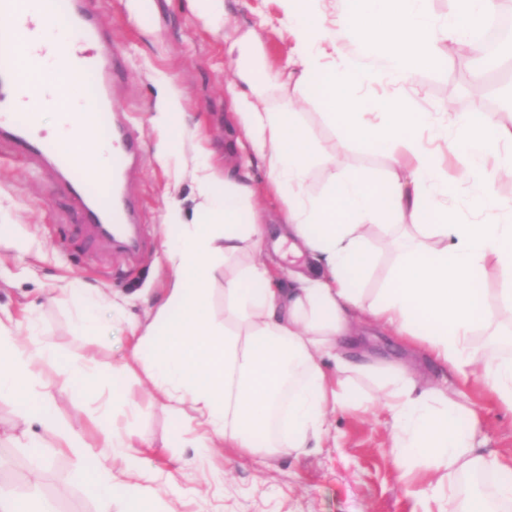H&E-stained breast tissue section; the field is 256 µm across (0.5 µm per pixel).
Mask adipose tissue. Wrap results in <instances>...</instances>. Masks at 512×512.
Wrapping results in <instances>:
<instances>
[{"instance_id":"1","label":"adipose tissue","mask_w":512,"mask_h":512,"mask_svg":"<svg viewBox=\"0 0 512 512\" xmlns=\"http://www.w3.org/2000/svg\"><path fill=\"white\" fill-rule=\"evenodd\" d=\"M337 31H330L319 0H289L283 26L296 42L288 76L297 86L318 83L319 98L337 125L342 143H360L374 151L401 144L388 171L392 186L383 194L365 174L335 170L325 190L306 189L315 144L300 135L292 105L279 98L277 75H258L243 67L235 74L234 103L241 123L268 173L286 194L288 235L319 255L323 269L299 276L283 288L270 269L251 262L224 281V317L210 310L211 286L226 263L242 251L261 249L265 228L256 215L251 191L233 179H218L211 164L195 160L189 175L197 186L192 215L173 206L166 215L175 231L166 237L172 277L148 322L132 327L129 350L108 363L94 357L62 360L38 340L31 316L0 311V398L35 408L40 425L55 433L58 447L78 460L73 481L90 490L100 512H155L150 469L139 451L117 429L100 425L97 442L82 431L60 426L53 396L37 381L36 368L50 365L65 379L96 392L102 378L121 382L138 378L174 415L184 418L198 447L220 444L243 454L285 448L301 453L328 436L331 414L363 405L354 385L370 373L384 394L393 426L392 453L398 479L409 484L415 469L446 476L484 467L512 466L476 451V419L443 390L427 387L398 367L375 368L352 361L343 348L353 339V318L364 311L379 326L400 336L413 350L479 378L512 411V358L489 359L475 344L477 327L493 329L498 313L487 302L475 276L512 278V218L495 215L490 195L489 158L512 176V125L461 114L451 125L436 123L433 113L412 110L404 89L418 90L420 67L446 64L451 42L480 28L497 0H453L452 11L433 16L430 0H344ZM32 24L22 30V91L40 113L39 126L70 151L92 152L96 141L77 132L80 113L94 111L92 92L75 84L74 56L51 52L70 34L67 23L51 16V0H22ZM359 43L376 58L364 67L359 57L342 54L337 41ZM381 85L389 121L372 124L373 102L352 96L348 87ZM443 141L462 156L468 177L479 187L481 220L465 222L449 209L451 187L423 137ZM410 224L417 235L400 253L385 288L364 304L361 284L372 256L366 236L374 220ZM64 293L86 330L111 297L85 288L73 277ZM121 456L140 482L126 487L114 481L103 462ZM96 459L87 467L86 459Z\"/></svg>"}]
</instances>
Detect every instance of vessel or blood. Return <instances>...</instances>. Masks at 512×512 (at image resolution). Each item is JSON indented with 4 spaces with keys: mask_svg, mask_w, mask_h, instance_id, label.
I'll use <instances>...</instances> for the list:
<instances>
[{
    "mask_svg": "<svg viewBox=\"0 0 512 512\" xmlns=\"http://www.w3.org/2000/svg\"><path fill=\"white\" fill-rule=\"evenodd\" d=\"M56 8L69 18L75 42L100 48L98 54L87 56L83 72L75 77L79 83L92 80L99 93L98 110L88 122L98 139L99 153L82 156L66 151L58 140L33 135L36 109L19 100L23 49L19 0H0V137L23 157L50 162L62 175L64 188L81 205L86 224H108L123 231L138 221L137 203L123 186L130 167L142 154L139 136L112 106V87L127 72L114 62L105 21L87 0H56Z\"/></svg>",
    "mask_w": 512,
    "mask_h": 512,
    "instance_id": "obj_1",
    "label": "vessel or blood"
}]
</instances>
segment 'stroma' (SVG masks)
Listing matches in <instances>:
<instances>
[{
    "label": "stroma",
    "mask_w": 512,
    "mask_h": 512,
    "mask_svg": "<svg viewBox=\"0 0 512 512\" xmlns=\"http://www.w3.org/2000/svg\"><path fill=\"white\" fill-rule=\"evenodd\" d=\"M129 2L96 0L95 7L107 18L112 45L128 71L112 99L142 139V161L130 183L141 205L144 248L131 256L91 233L79 206L50 168L0 147V225L11 228L9 239L0 241V308L19 316L35 313L44 339L66 360L90 353L108 361L117 357L129 324L146 321L161 299L171 276L162 224L175 199L186 200L195 193L194 183L183 175L192 157L204 156L216 171L243 174L254 187L267 230L263 256L280 283H287L289 273L308 274L321 266L307 249L281 242L282 193L271 186L263 161L237 120L229 92L241 64L287 74L293 43L282 24L283 0H224V22L217 28L198 16L194 0H141L135 17ZM245 35L261 44L262 56L238 49ZM420 83V93L409 96L414 110L440 116L483 111L457 59H449L441 69L422 70ZM168 85L180 91L184 112L183 135L171 146L153 122L158 93ZM282 91L297 103L295 123L302 135L321 149L311 164V193L324 190L337 163L346 171L371 176L379 192H388V154L358 143L337 150L340 133L323 104L291 81ZM175 185L180 188L176 194L171 191ZM394 237L388 222H377L369 241L375 264L363 285L365 302L377 298L397 259ZM72 276L121 305L119 314L100 316L96 335L77 329L62 293ZM359 334L355 355H368L381 366L407 365L440 387L458 386L460 403L479 421L481 452L512 456V413L500 409L479 380L459 384L448 368L408 350L372 323H363ZM37 376L52 390L59 424L95 436L99 398L83 396L80 385L65 380L55 368L38 367ZM99 391L100 398H111L116 391L122 395L108 419L142 449L157 474L156 512H426L428 508L417 492L407 491L398 480L391 454L392 429L383 410L338 412L332 435L302 454L283 450L244 455L227 446L215 454L195 447L184 422L142 381L130 379L116 386L106 379ZM76 464L65 451L48 454L8 439L0 441V485L24 492L32 474L38 473L40 496L53 500L60 512H97L88 491L70 479Z\"/></svg>",
    "instance_id": "35a3bbf8"
}]
</instances>
